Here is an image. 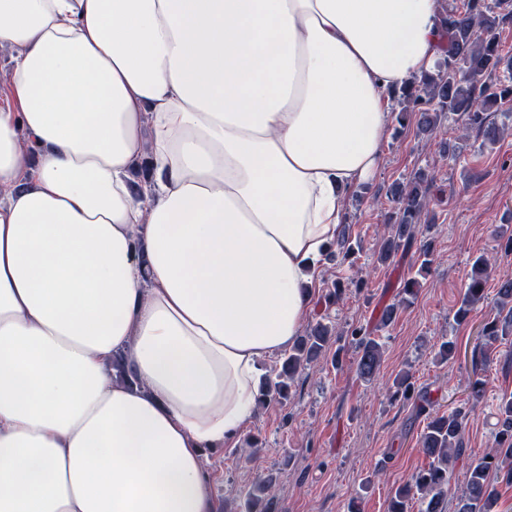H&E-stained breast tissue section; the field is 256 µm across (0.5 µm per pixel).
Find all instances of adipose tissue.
I'll return each mask as SVG.
<instances>
[{"label":"adipose tissue","instance_id":"obj_1","mask_svg":"<svg viewBox=\"0 0 512 512\" xmlns=\"http://www.w3.org/2000/svg\"><path fill=\"white\" fill-rule=\"evenodd\" d=\"M440 14L0 0V512H214L203 451L252 424Z\"/></svg>","mask_w":512,"mask_h":512}]
</instances>
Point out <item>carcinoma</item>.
<instances>
[{"mask_svg": "<svg viewBox=\"0 0 512 512\" xmlns=\"http://www.w3.org/2000/svg\"><path fill=\"white\" fill-rule=\"evenodd\" d=\"M503 23L504 16L495 11L489 0H466L463 9H448L440 19L446 46L434 70L413 78L392 96L397 124L404 126L414 119L419 133L431 135L444 120L451 119L463 132L476 133L483 145L496 144L501 139L502 130L489 120V113L501 110L512 99V58L502 55L500 48V26ZM432 182L431 175L419 170L411 179L394 188L392 229L383 245L380 261H389L416 242L418 226L426 219L427 196ZM358 249L359 242L352 241L343 233L326 254V259L344 262L351 259ZM417 251L415 275L403 280L398 299L383 308L379 319L382 327L392 323L401 306L415 296L418 277L429 266L431 242H422ZM491 270L489 259L479 257L474 260L457 309V320L466 319L471 307L484 299ZM499 295L501 300L497 314L481 331L485 339L481 351L483 364L488 360L489 348L512 334L511 279L500 283ZM334 335L332 325L321 320L305 330L283 358L281 367L274 371V376L261 381L258 404L264 407L273 401H288L295 376L308 363L327 354ZM350 335L357 348V374L369 381L381 365V345L361 328L352 329ZM464 418V412L457 409L435 416L427 423L421 446L429 459L428 465L418 471L410 482L395 489L389 512H407L413 493L420 495L425 503L424 512H445L452 479V460L465 453ZM497 418L495 445L489 453L469 464L466 488L458 497L457 512H493L498 489L491 474L496 473L512 483V396L501 398L497 405ZM246 510L280 512L276 501L256 495L253 489L246 492Z\"/></svg>", "mask_w": 512, "mask_h": 512, "instance_id": "cac0c4a2", "label": "carcinoma"}]
</instances>
